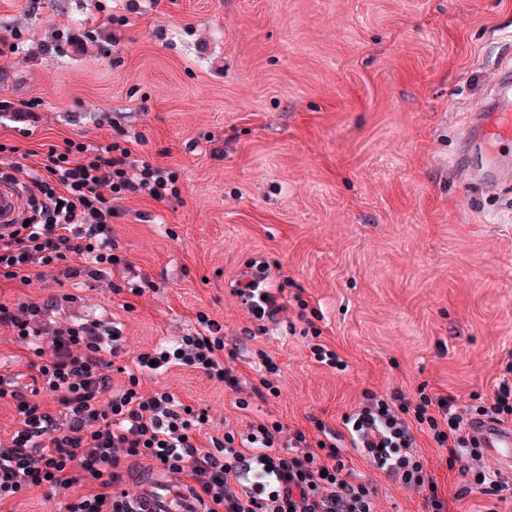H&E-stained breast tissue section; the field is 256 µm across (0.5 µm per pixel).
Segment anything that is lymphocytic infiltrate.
Here are the masks:
<instances>
[{
    "mask_svg": "<svg viewBox=\"0 0 512 512\" xmlns=\"http://www.w3.org/2000/svg\"><path fill=\"white\" fill-rule=\"evenodd\" d=\"M15 145L0 142V179L26 180L33 209L26 224L0 233V281L30 283L63 260L117 265L110 224L115 202L127 194L165 199L174 185L167 171L149 162L134 164L128 148L96 147L66 140L49 148L39 169L18 162ZM254 320L273 318L286 306L283 288L272 287L263 262L253 276L238 282ZM39 308L0 302V322L11 324L19 344L32 348L25 361L34 389L26 391L16 373L0 372V399L12 402L17 427L0 447V507L36 488L66 490L81 484L86 494L72 498L65 512H133L124 485L137 466L187 477L205 512H374V490L357 479L337 446L343 433L363 438L375 464L406 485L426 491L428 512H448V501L416 455L415 434H432L448 454V465L471 474L475 486L498 495L503 486L467 460L478 455L469 435L471 417L512 424V363L488 403L473 416L460 413L452 395L420 394L410 402L400 393L390 399L369 398L346 416L345 432H325L309 442L295 431L282 441L279 422L250 424L246 432L225 433L202 449L199 435L208 425L206 412L188 410L169 391L143 393L139 375L149 368L178 365L224 384L242 399V380L224 357V334L218 322L199 317L202 333L182 337L166 348L140 354L128 383L113 389L110 371L120 350L117 338H103L91 325L60 329L51 348L38 346L32 320ZM49 403L38 401V394ZM65 423H58L57 413Z\"/></svg>",
    "mask_w": 512,
    "mask_h": 512,
    "instance_id": "1",
    "label": "lymphocytic infiltrate"
}]
</instances>
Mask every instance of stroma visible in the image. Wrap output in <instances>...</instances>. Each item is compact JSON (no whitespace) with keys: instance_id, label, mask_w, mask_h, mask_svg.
<instances>
[{"instance_id":"stroma-1","label":"stroma","mask_w":512,"mask_h":512,"mask_svg":"<svg viewBox=\"0 0 512 512\" xmlns=\"http://www.w3.org/2000/svg\"><path fill=\"white\" fill-rule=\"evenodd\" d=\"M511 62L512 0H0V140L126 143L178 188L118 201L120 264L4 280L0 301L39 305L45 341L119 329L116 386L132 358L200 331L197 313L219 322L238 372L279 396L242 409L182 366L142 379L208 412L217 438L276 421L315 439L395 391L475 407L512 360V185L486 193L452 164L465 114ZM256 260L288 297L262 324L233 292ZM316 343L346 369L316 362ZM416 451L441 491L465 485L432 437ZM341 452L377 512H425L424 492ZM500 480L501 496L475 489L451 512H512ZM84 491L8 508L64 512Z\"/></svg>"}]
</instances>
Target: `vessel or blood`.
I'll list each match as a JSON object with an SVG mask.
<instances>
[{"instance_id":"vessel-or-blood-1","label":"vessel or blood","mask_w":512,"mask_h":512,"mask_svg":"<svg viewBox=\"0 0 512 512\" xmlns=\"http://www.w3.org/2000/svg\"><path fill=\"white\" fill-rule=\"evenodd\" d=\"M495 95L478 106L469 116L463 140L477 139L489 150L481 162H473L467 154L454 160L457 171L467 180L482 185L501 176L512 177V155L497 151V144L512 141V65L501 67L493 84ZM23 209L21 190L10 183L0 184V228H8ZM472 438L486 455L492 457L501 471L512 470V426L487 419L475 420ZM131 498L136 512H202L190 488L172 475H157L135 485Z\"/></svg>"}]
</instances>
